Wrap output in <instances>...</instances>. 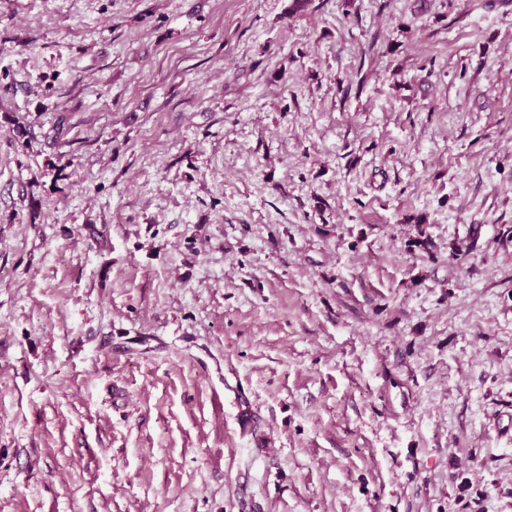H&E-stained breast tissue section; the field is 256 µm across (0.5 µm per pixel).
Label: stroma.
I'll list each match as a JSON object with an SVG mask.
<instances>
[{"label": "stroma", "mask_w": 512, "mask_h": 512, "mask_svg": "<svg viewBox=\"0 0 512 512\" xmlns=\"http://www.w3.org/2000/svg\"><path fill=\"white\" fill-rule=\"evenodd\" d=\"M288 5L0 0V512H512V0Z\"/></svg>", "instance_id": "obj_1"}]
</instances>
